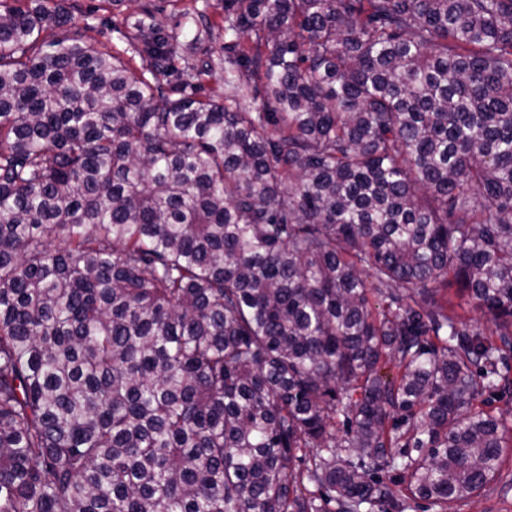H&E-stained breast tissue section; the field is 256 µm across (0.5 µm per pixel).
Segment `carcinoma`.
I'll list each match as a JSON object with an SVG mask.
<instances>
[{"label": "carcinoma", "mask_w": 512, "mask_h": 512, "mask_svg": "<svg viewBox=\"0 0 512 512\" xmlns=\"http://www.w3.org/2000/svg\"><path fill=\"white\" fill-rule=\"evenodd\" d=\"M169 2L183 40L146 6L119 50L0 0V512L474 496L507 447L512 0H220L209 96V4ZM224 29L215 28L212 36L205 37L198 46L195 57L200 60H211L213 77L207 82L211 88L224 87ZM467 296L460 297L455 288L448 290V314L458 315L462 318L464 325L469 330H485L491 326L488 317L472 305H467ZM462 305V307L459 306Z\"/></svg>", "instance_id": "carcinoma-1"}]
</instances>
